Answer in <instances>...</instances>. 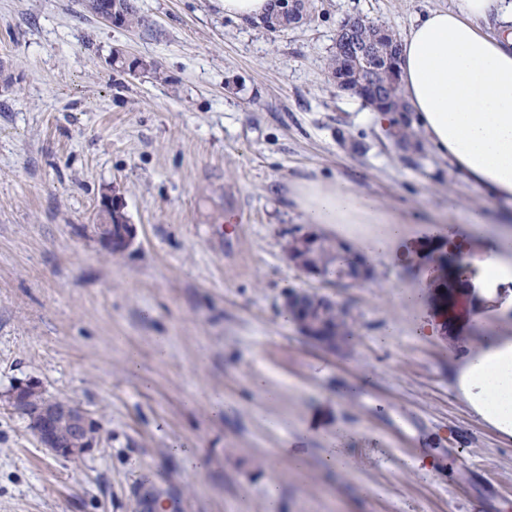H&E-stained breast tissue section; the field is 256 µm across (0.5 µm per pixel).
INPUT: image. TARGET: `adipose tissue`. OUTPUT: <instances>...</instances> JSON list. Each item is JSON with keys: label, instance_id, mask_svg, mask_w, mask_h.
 Returning <instances> with one entry per match:
<instances>
[{"label": "adipose tissue", "instance_id": "1", "mask_svg": "<svg viewBox=\"0 0 512 512\" xmlns=\"http://www.w3.org/2000/svg\"><path fill=\"white\" fill-rule=\"evenodd\" d=\"M403 96L421 141L484 200L512 205V0H458L419 14L398 38ZM302 224L334 229L340 243L369 257L407 259L402 219L379 197L340 178L288 182L282 196ZM464 279L485 304L512 306V261L500 243L471 259L468 242L449 237ZM457 386L474 413L512 436V339L489 343L461 366Z\"/></svg>", "mask_w": 512, "mask_h": 512}]
</instances>
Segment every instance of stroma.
<instances>
[{
    "mask_svg": "<svg viewBox=\"0 0 512 512\" xmlns=\"http://www.w3.org/2000/svg\"><path fill=\"white\" fill-rule=\"evenodd\" d=\"M135 3L150 30L83 0H0V512H133L139 479L184 512H512V437L456 383L512 320L423 336L430 258L380 256L347 285L284 251L300 224L280 192L310 176L380 197L412 239L438 214L503 235L498 206L428 148L399 149L325 68L347 18L399 34L458 0H314L282 32L221 0ZM107 190L137 231L121 253L97 227ZM292 288L350 310L339 351L284 319ZM28 382L80 404L93 447L44 451L9 404Z\"/></svg>",
    "mask_w": 512,
    "mask_h": 512,
    "instance_id": "35a3bbf8",
    "label": "stroma"
}]
</instances>
